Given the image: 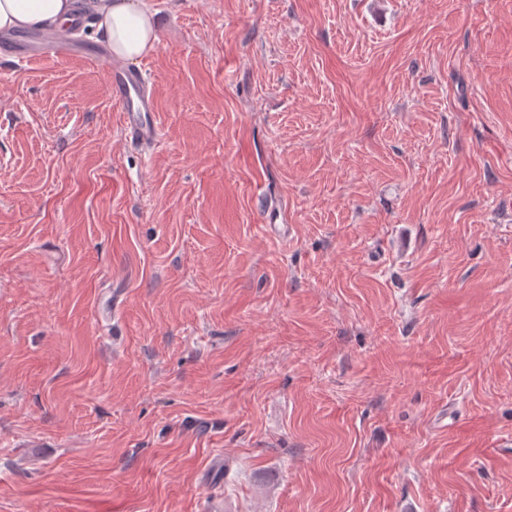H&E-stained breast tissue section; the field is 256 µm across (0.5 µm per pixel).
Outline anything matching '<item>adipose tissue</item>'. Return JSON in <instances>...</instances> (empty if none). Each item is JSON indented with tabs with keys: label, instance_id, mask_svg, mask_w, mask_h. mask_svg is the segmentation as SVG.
I'll use <instances>...</instances> for the list:
<instances>
[{
	"label": "adipose tissue",
	"instance_id": "obj_1",
	"mask_svg": "<svg viewBox=\"0 0 512 512\" xmlns=\"http://www.w3.org/2000/svg\"><path fill=\"white\" fill-rule=\"evenodd\" d=\"M93 16L112 55L138 62L158 42L155 12L147 0H0V34L57 29Z\"/></svg>",
	"mask_w": 512,
	"mask_h": 512
}]
</instances>
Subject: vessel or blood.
Segmentation results:
<instances>
[{"mask_svg": "<svg viewBox=\"0 0 512 512\" xmlns=\"http://www.w3.org/2000/svg\"><path fill=\"white\" fill-rule=\"evenodd\" d=\"M81 30V25L72 24L59 30L18 37L13 45L15 57L32 63L69 54L78 48ZM90 58L110 74V92L120 103L122 127L131 142L144 146L156 143L159 139L156 104L143 71L128 68L101 51L91 52Z\"/></svg>", "mask_w": 512, "mask_h": 512, "instance_id": "b4317fda", "label": "vessel or blood"}]
</instances>
